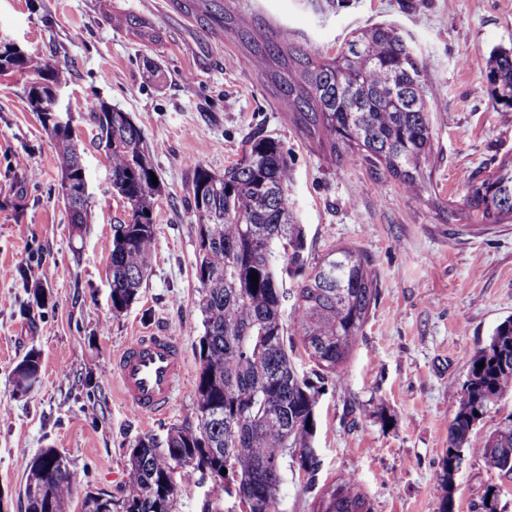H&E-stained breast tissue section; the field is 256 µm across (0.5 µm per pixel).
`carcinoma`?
<instances>
[{
    "instance_id": "cac0c4a2",
    "label": "carcinoma",
    "mask_w": 512,
    "mask_h": 512,
    "mask_svg": "<svg viewBox=\"0 0 512 512\" xmlns=\"http://www.w3.org/2000/svg\"><path fill=\"white\" fill-rule=\"evenodd\" d=\"M110 22L143 42L158 38L137 18L114 14ZM217 24L239 36L281 105L331 161L360 156L406 189L421 190L423 166L434 150L431 87L422 60L397 28L374 24L335 56L324 57L309 47H283L256 34L227 9ZM12 57L11 44H0V75L30 73L58 89L70 81L65 65L32 54L16 63ZM486 80L497 110L512 112V49L491 55ZM90 114L98 146L110 161L112 189L130 207L126 220L112 225V308L119 310L136 300L148 273L155 248L152 213L162 187L152 184L154 169L128 114L103 101L92 103ZM51 140L61 170L78 173L82 160L73 132L54 131ZM288 181V152L270 137L251 139L241 159L222 174L194 166L196 277L204 328L196 402L189 418L164 438L136 440L129 452L126 493L117 500L120 512H174L175 500L163 489L178 459L194 461L201 477L212 482V500L205 501L202 512H218L212 503L231 494L245 498L249 512H278L287 448L300 451L304 473L316 471L312 438L323 383L342 372L363 333L377 284L368 259L353 247H335L310 261L304 229L288 208ZM461 215L472 224L512 221V161L467 179ZM255 271L256 283L249 279ZM288 281L294 283L299 340L316 366L310 375L299 371L289 354L295 341L283 318ZM469 363L449 427L441 512H453L455 461L466 452L470 432L512 391V318L470 355ZM40 371V354L32 350L16 364L14 378H37ZM472 452L488 470L512 475V415ZM228 454L233 467L226 476L222 468ZM23 465L25 512H70L74 479L66 458L46 448L24 458ZM313 512L371 508L349 476L325 487Z\"/></svg>"
}]
</instances>
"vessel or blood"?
<instances>
[{"label": "vessel or blood", "mask_w": 512, "mask_h": 512, "mask_svg": "<svg viewBox=\"0 0 512 512\" xmlns=\"http://www.w3.org/2000/svg\"><path fill=\"white\" fill-rule=\"evenodd\" d=\"M126 404L144 417L166 413L184 375V358L172 336H136L115 357L112 367Z\"/></svg>", "instance_id": "b4317fda"}]
</instances>
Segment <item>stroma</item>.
I'll return each mask as SVG.
<instances>
[{"instance_id": "stroma-1", "label": "stroma", "mask_w": 512, "mask_h": 512, "mask_svg": "<svg viewBox=\"0 0 512 512\" xmlns=\"http://www.w3.org/2000/svg\"><path fill=\"white\" fill-rule=\"evenodd\" d=\"M260 32L332 54L375 23L397 27L422 58L433 89L431 178L408 193L362 158L337 164L313 143L257 78L237 37L216 30L206 8L179 0H0V43L67 64L61 92L82 155L91 219L70 223L58 197L61 171L31 112L28 75H0V512H24L22 456L54 448L86 492L121 497L128 452L164 437L195 403L202 316L197 306L195 164L220 174L255 132L288 153V203L310 256L351 246L368 257L378 292L341 380L319 398L314 475L288 468L279 512H312L320 489L354 477L372 512H480L487 487L512 512V475L473 453L444 487L450 423L469 357L512 316V223L465 224L468 177L512 158V114L497 111L486 81L497 47H512V0H225ZM124 11L161 39L144 43L113 27ZM128 113L164 187L154 212L155 250L136 300L112 310V226L126 205L112 193L90 102ZM47 301L31 307L28 282ZM165 330L181 346L185 378L168 414L127 407L112 360L131 336ZM41 354L38 382L14 391L12 370Z\"/></svg>"}]
</instances>
